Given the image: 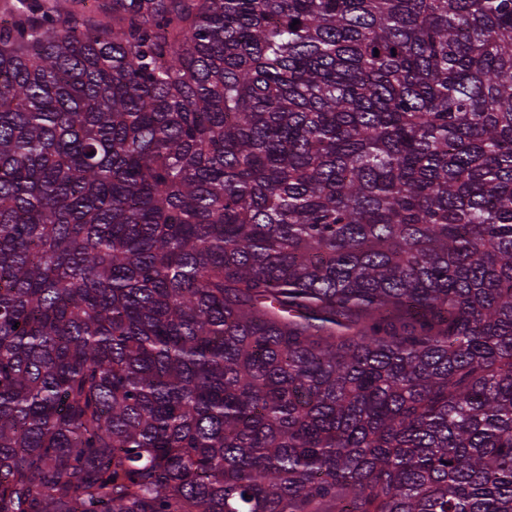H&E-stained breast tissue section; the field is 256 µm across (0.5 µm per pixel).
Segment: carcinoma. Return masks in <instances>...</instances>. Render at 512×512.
I'll list each match as a JSON object with an SVG mask.
<instances>
[{
	"label": "carcinoma",
	"mask_w": 512,
	"mask_h": 512,
	"mask_svg": "<svg viewBox=\"0 0 512 512\" xmlns=\"http://www.w3.org/2000/svg\"><path fill=\"white\" fill-rule=\"evenodd\" d=\"M87 2L0 11V512H512V0Z\"/></svg>",
	"instance_id": "1"
}]
</instances>
